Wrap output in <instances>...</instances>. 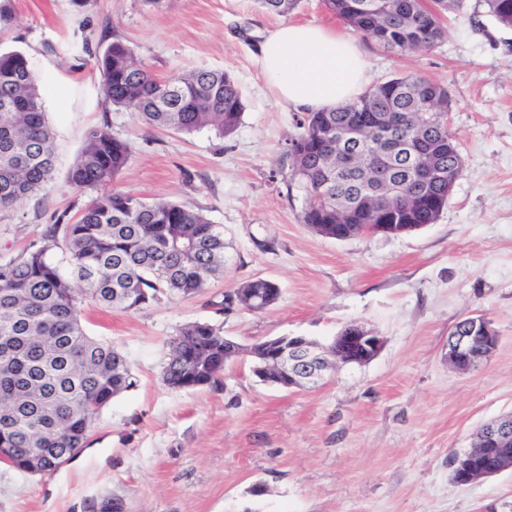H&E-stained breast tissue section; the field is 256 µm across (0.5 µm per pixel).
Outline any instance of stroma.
<instances>
[{"instance_id": "35a3bbf8", "label": "stroma", "mask_w": 512, "mask_h": 512, "mask_svg": "<svg viewBox=\"0 0 512 512\" xmlns=\"http://www.w3.org/2000/svg\"><path fill=\"white\" fill-rule=\"evenodd\" d=\"M0 53L18 51L43 86L53 180L0 208V261L42 244L95 197L68 175L91 129L128 141L114 188L201 210L224 231V276L189 298L137 311L84 306V328L127 356L137 385L101 410L82 452L51 475L0 465V512H85L119 496L126 512H512V469L456 483L449 459L512 413V29L482 0L447 15L448 37L403 54L358 43L369 83L417 74L447 86L464 168L436 223L401 235L328 238L303 224L287 189L297 112L265 85L258 50L280 16L255 0H12ZM122 40L157 76L221 69L244 112L226 137L148 127L100 91L95 56ZM265 278L278 300L224 309L225 294ZM498 336L492 357L460 372L448 335L469 315ZM200 321L249 346L274 336L325 343L359 323L384 340L362 366L292 391L259 381L250 356L220 384L169 390V342ZM267 491L254 495L255 485Z\"/></svg>"}]
</instances>
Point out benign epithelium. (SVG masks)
<instances>
[{"mask_svg": "<svg viewBox=\"0 0 512 512\" xmlns=\"http://www.w3.org/2000/svg\"><path fill=\"white\" fill-rule=\"evenodd\" d=\"M411 230V225L366 224L361 234H390ZM497 344L490 322L482 315L463 319V325L450 333L448 364L470 370L479 361L488 359ZM383 346V339L358 324L344 327L326 347L303 336H290L269 345L271 371L260 373L262 381L286 389H305L321 384L337 365H363L374 358ZM480 444L459 454L453 465V480L467 484L482 477H492L512 468V462L499 455L498 466L486 471L482 459L498 455L512 439V415L499 417L481 427Z\"/></svg>", "mask_w": 512, "mask_h": 512, "instance_id": "7a95c632", "label": "benign epithelium"}]
</instances>
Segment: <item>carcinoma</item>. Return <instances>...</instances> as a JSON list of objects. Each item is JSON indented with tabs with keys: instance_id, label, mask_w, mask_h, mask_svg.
Wrapping results in <instances>:
<instances>
[{
	"instance_id": "1",
	"label": "carcinoma",
	"mask_w": 512,
	"mask_h": 512,
	"mask_svg": "<svg viewBox=\"0 0 512 512\" xmlns=\"http://www.w3.org/2000/svg\"><path fill=\"white\" fill-rule=\"evenodd\" d=\"M266 12L292 13L300 0H257ZM488 14L512 28V0H484ZM326 9L354 32L394 53L432 49L447 34L425 0H324ZM101 90L112 104L144 123L190 134L211 128L224 136L241 121L244 104L235 80L221 70L160 78L120 40L98 60ZM450 108L448 89L403 75L380 83L332 110L309 112L287 144L292 166L287 186L304 194L302 222L330 225L336 235H357L361 224H434L448 202V182L424 180L415 159L385 151L387 134L409 137L421 120ZM402 118L389 128L388 120ZM360 123L364 134L349 154L340 131ZM425 161L435 171L460 165L455 133L435 123ZM132 152L130 143L102 128L89 132L69 172L77 188L101 193L71 224H51L47 245L0 262V376L23 384L0 393V448L13 449L11 467L30 471V458L57 450L73 457L84 447L100 409L136 386L124 353L87 335L83 300L125 311L163 295L191 296L224 275V235L201 212L171 200L147 201L109 188ZM53 133L46 120L37 74L20 52L0 54V207L12 206L52 181ZM63 243L69 272L47 255ZM249 293L278 299L274 282L256 278ZM239 343L208 322H192L170 341L163 383L172 390L219 382ZM88 512H124L119 498L91 501Z\"/></svg>"
}]
</instances>
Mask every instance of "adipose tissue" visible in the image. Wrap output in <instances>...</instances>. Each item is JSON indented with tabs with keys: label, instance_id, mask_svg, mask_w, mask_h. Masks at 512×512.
I'll list each match as a JSON object with an SVG mask.
<instances>
[{
	"label": "adipose tissue",
	"instance_id": "1",
	"mask_svg": "<svg viewBox=\"0 0 512 512\" xmlns=\"http://www.w3.org/2000/svg\"><path fill=\"white\" fill-rule=\"evenodd\" d=\"M261 74L284 107L322 111L357 97L368 80L357 42L314 24L283 23L259 50Z\"/></svg>",
	"mask_w": 512,
	"mask_h": 512
}]
</instances>
